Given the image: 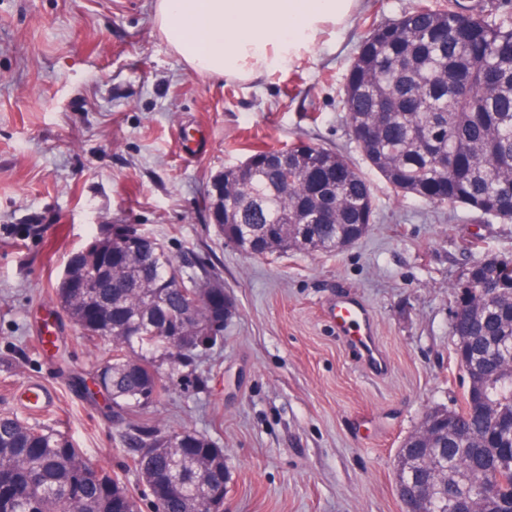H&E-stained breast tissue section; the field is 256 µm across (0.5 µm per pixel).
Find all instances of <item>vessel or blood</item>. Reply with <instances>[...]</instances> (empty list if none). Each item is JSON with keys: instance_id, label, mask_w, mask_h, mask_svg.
I'll use <instances>...</instances> for the list:
<instances>
[{"instance_id": "vessel-or-blood-1", "label": "vessel or blood", "mask_w": 512, "mask_h": 512, "mask_svg": "<svg viewBox=\"0 0 512 512\" xmlns=\"http://www.w3.org/2000/svg\"><path fill=\"white\" fill-rule=\"evenodd\" d=\"M327 314L337 333L354 345L365 361H379L374 319L363 303L341 297L328 306Z\"/></svg>"}]
</instances>
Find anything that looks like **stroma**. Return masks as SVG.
<instances>
[{"label": "stroma", "mask_w": 512, "mask_h": 512, "mask_svg": "<svg viewBox=\"0 0 512 512\" xmlns=\"http://www.w3.org/2000/svg\"><path fill=\"white\" fill-rule=\"evenodd\" d=\"M416 0H359L346 28L255 81L190 72L153 0H0V415L51 426L151 512L120 435L187 426L224 450V512H403L398 450L432 407L462 403L452 285L512 257V223L397 196L366 171L376 208L342 250L248 257L208 210L213 178L252 151L298 141L354 154L341 97L371 26ZM111 224L160 239L183 270L210 261L234 313L154 407L118 418L81 383L110 357L53 289L72 253ZM356 293L373 311L384 373L323 310ZM31 384L54 395L25 407Z\"/></svg>", "instance_id": "obj_1"}]
</instances>
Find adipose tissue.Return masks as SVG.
I'll return each instance as SVG.
<instances>
[{"label": "adipose tissue", "mask_w": 512, "mask_h": 512, "mask_svg": "<svg viewBox=\"0 0 512 512\" xmlns=\"http://www.w3.org/2000/svg\"><path fill=\"white\" fill-rule=\"evenodd\" d=\"M357 2L154 0V20L191 71L247 81L302 57L346 23Z\"/></svg>", "instance_id": "1"}]
</instances>
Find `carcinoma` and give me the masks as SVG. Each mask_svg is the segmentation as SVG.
Instances as JSON below:
<instances>
[{
    "instance_id": "obj_1",
    "label": "carcinoma",
    "mask_w": 512,
    "mask_h": 512,
    "mask_svg": "<svg viewBox=\"0 0 512 512\" xmlns=\"http://www.w3.org/2000/svg\"><path fill=\"white\" fill-rule=\"evenodd\" d=\"M342 110L365 162L402 196L462 207L486 219L512 222V0H481L471 10L454 0L433 9L419 3L399 18L372 27L354 56ZM253 166L224 170V241L244 255L291 251L334 252L356 241L360 225L375 221L370 186L353 159L306 142L256 151ZM109 229L75 252L55 299L88 338L112 342L111 360L95 374L119 414L156 403L211 338L208 290L224 286L206 267L182 270L158 239L144 254L125 243L120 272L106 288H83L111 261ZM500 295L490 303L484 289ZM469 298L467 315L450 333L478 379H490L487 403L512 410V365L497 353L512 342V267L479 268L454 300ZM197 309L192 347L171 344L177 315ZM460 427L437 447L448 470L422 477L435 489L433 509L473 494L498 473L490 512L512 501V468L498 466L499 449L512 448V430L489 436L486 416L470 395L451 409ZM132 466L161 499L163 512H191L204 493L224 489V449L187 427L164 430L141 423L124 435ZM127 486L90 461L66 434L0 417V512H114Z\"/></svg>"
}]
</instances>
